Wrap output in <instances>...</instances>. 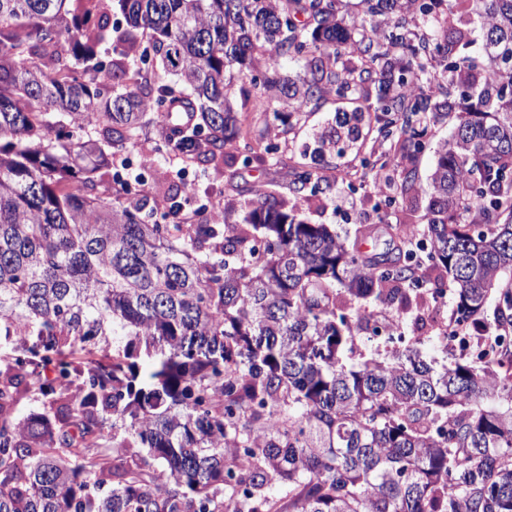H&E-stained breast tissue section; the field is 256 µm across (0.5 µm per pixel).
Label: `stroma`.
<instances>
[{
  "mask_svg": "<svg viewBox=\"0 0 512 512\" xmlns=\"http://www.w3.org/2000/svg\"><path fill=\"white\" fill-rule=\"evenodd\" d=\"M358 107L370 110V123L364 127L360 140L342 154L312 162L307 153L315 147V135ZM460 111V106H453L448 116L431 122L422 138V152L407 161L403 158L401 137L381 136L379 129L386 116L379 112L376 91L369 85L345 100L326 95L311 111L291 115L282 122L262 112L244 113V140L227 144L224 161L216 166L188 167L175 157L152 156L157 130L148 128L134 154L151 156L152 165L147 169L131 165L129 173L142 181L143 193L149 200L161 203L168 196H177L187 213L198 211L210 198L235 205L259 194L284 197L296 203L299 218L309 223L335 225L338 233L351 238L360 228L369 226L374 236L365 242V249L394 251L403 248L404 243L400 236L389 235V228L401 226L421 231L426 227L429 177L436 151L447 141ZM269 141L278 145L273 159L262 165L243 164L245 143ZM304 165L314 166L320 189L296 195L292 192V181ZM385 174L396 180L387 190L381 187ZM403 179L410 187L406 200L398 186ZM401 327L405 335L422 338L423 354L436 365L448 364L457 353L456 348L446 349L437 342L441 325L432 318L427 305L404 314Z\"/></svg>",
  "mask_w": 512,
  "mask_h": 512,
  "instance_id": "1",
  "label": "stroma"
}]
</instances>
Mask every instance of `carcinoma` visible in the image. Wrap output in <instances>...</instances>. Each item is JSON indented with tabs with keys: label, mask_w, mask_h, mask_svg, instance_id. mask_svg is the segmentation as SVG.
<instances>
[{
	"label": "carcinoma",
	"mask_w": 512,
	"mask_h": 512,
	"mask_svg": "<svg viewBox=\"0 0 512 512\" xmlns=\"http://www.w3.org/2000/svg\"><path fill=\"white\" fill-rule=\"evenodd\" d=\"M362 3L349 28L336 0H117L108 68V0H0V512H512V350L437 369L415 339L353 363L355 336L380 326L347 312L398 322L428 284L454 288L467 328L494 294L508 318L512 0ZM407 5L433 31L419 45ZM457 8L482 24L481 80L448 63ZM387 46L410 52L393 93ZM346 55L361 64L333 67ZM423 78L469 105L436 152L427 230H399L396 257L286 199L195 222L172 196L127 204L129 182L97 177L126 164L149 114L159 154L206 166L242 134L232 98L278 118L277 103L305 112L365 85L411 159L414 124L448 110ZM363 121L328 141L355 143ZM275 152L246 143L244 163ZM25 396L43 411L19 419Z\"/></svg>",
	"instance_id": "carcinoma-1"
}]
</instances>
